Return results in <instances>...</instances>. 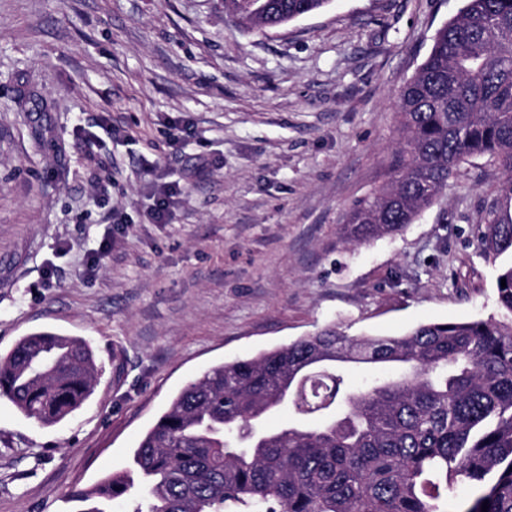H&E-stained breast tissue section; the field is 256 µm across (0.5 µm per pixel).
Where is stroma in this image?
<instances>
[{
	"label": "stroma",
	"mask_w": 512,
	"mask_h": 512,
	"mask_svg": "<svg viewBox=\"0 0 512 512\" xmlns=\"http://www.w3.org/2000/svg\"><path fill=\"white\" fill-rule=\"evenodd\" d=\"M459 6L331 0L246 32L221 0H0V355L45 330L97 367L54 426L0 399V512H72L214 365L332 322L395 336L497 315L490 160L399 235L340 233L387 182L398 94ZM165 182L180 192L156 224Z\"/></svg>",
	"instance_id": "1"
}]
</instances>
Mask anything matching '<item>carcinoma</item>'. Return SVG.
<instances>
[{
  "mask_svg": "<svg viewBox=\"0 0 512 512\" xmlns=\"http://www.w3.org/2000/svg\"><path fill=\"white\" fill-rule=\"evenodd\" d=\"M456 16L398 95L403 142L390 180L357 200L342 235H394L435 203L460 163L486 157L504 172L480 243L512 258V0H461ZM330 0H224L239 25L270 28ZM506 287H501V280ZM502 320L421 324L398 336L352 337L337 324L186 385L140 441L127 473L75 491L77 512H441L439 487L484 491L465 512H512V262L500 267ZM402 366L357 389L342 362ZM94 355L79 338L21 337L0 356V397L55 425L90 396ZM288 408L314 427L259 429Z\"/></svg>",
  "mask_w": 512,
  "mask_h": 512,
  "instance_id": "obj_1",
  "label": "carcinoma"
}]
</instances>
